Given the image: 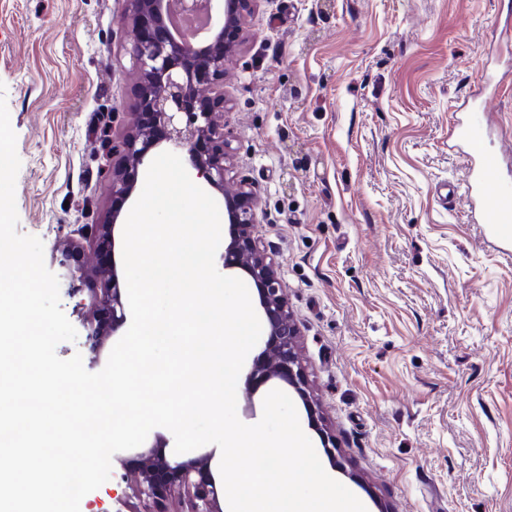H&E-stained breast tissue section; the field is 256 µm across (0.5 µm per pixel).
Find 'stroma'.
<instances>
[{
	"mask_svg": "<svg viewBox=\"0 0 512 512\" xmlns=\"http://www.w3.org/2000/svg\"><path fill=\"white\" fill-rule=\"evenodd\" d=\"M511 18L512 0H260L225 62L234 180L257 197L319 417L293 402L367 512H512V256L437 192L464 177L455 106L485 69L502 78L490 144L512 140ZM125 21L123 0H0L17 230L45 249L112 215V113L136 102ZM274 389L242 382L239 419ZM124 501L140 512L106 482L80 512Z\"/></svg>",
	"mask_w": 512,
	"mask_h": 512,
	"instance_id": "35a3bbf8",
	"label": "stroma"
}]
</instances>
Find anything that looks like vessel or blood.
<instances>
[{
	"label": "vessel or blood",
	"instance_id": "obj_1",
	"mask_svg": "<svg viewBox=\"0 0 512 512\" xmlns=\"http://www.w3.org/2000/svg\"><path fill=\"white\" fill-rule=\"evenodd\" d=\"M465 110L468 117L457 126L455 136L466 148L467 173L461 183L449 184L447 193H465L479 215V223L487 225L489 233L511 254L512 180L503 174L501 151L486 146L488 131L480 107L470 100Z\"/></svg>",
	"mask_w": 512,
	"mask_h": 512
}]
</instances>
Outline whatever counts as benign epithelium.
I'll return each mask as SVG.
<instances>
[{
  "label": "benign epithelium",
  "mask_w": 512,
  "mask_h": 512,
  "mask_svg": "<svg viewBox=\"0 0 512 512\" xmlns=\"http://www.w3.org/2000/svg\"><path fill=\"white\" fill-rule=\"evenodd\" d=\"M259 0H224L223 21L199 44L193 34H179L170 20V0H126L129 25L120 36L129 55L131 75L139 84L137 110L151 115L152 127L134 120L122 127L112 152L123 165L112 167V195L131 198L137 190L139 170L147 169L148 155L159 147L185 154L195 178L224 195L231 224V241L224 252V267L245 270L258 289L268 338L249 379L260 383L282 379L303 398L309 396L305 369L297 352L296 324L282 294L273 259L264 242L253 234L257 223L254 192L234 183L229 159L233 148L224 133V112L229 100L224 92V60L241 50L240 18L254 10ZM120 218L112 213L108 224H83L75 237L58 242L53 258L70 277V292L87 296L82 303L86 343L96 353L124 323L122 284L111 260L115 227ZM92 245L94 263H78L82 242ZM207 458L171 462L153 448L140 454L138 468L124 473L134 497L154 507L170 494L187 498L186 512H223L218 495L206 477Z\"/></svg>",
  "instance_id": "benign-epithelium-1"
}]
</instances>
